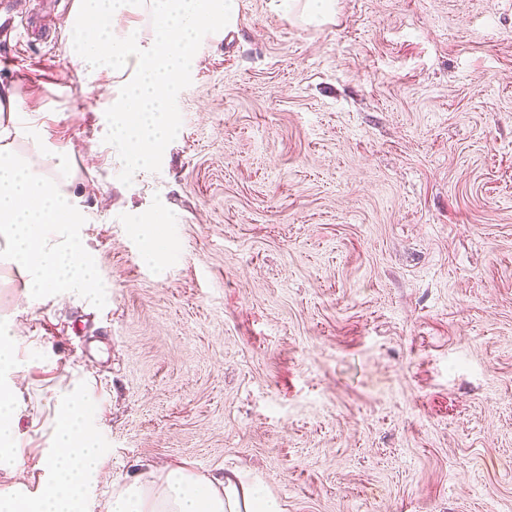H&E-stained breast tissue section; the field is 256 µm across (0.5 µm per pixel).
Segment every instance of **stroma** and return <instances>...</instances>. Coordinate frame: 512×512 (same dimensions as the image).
I'll return each instance as SVG.
<instances>
[{
  "instance_id": "obj_1",
  "label": "stroma",
  "mask_w": 512,
  "mask_h": 512,
  "mask_svg": "<svg viewBox=\"0 0 512 512\" xmlns=\"http://www.w3.org/2000/svg\"><path fill=\"white\" fill-rule=\"evenodd\" d=\"M177 98L159 172L118 179L68 32L0 83L70 153L99 288L29 305L27 450L89 382L93 512L144 471L259 478L284 512H512V0H336L314 27L240 0ZM157 212L175 262L130 219Z\"/></svg>"
}]
</instances>
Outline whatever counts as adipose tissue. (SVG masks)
<instances>
[{"instance_id": "1", "label": "adipose tissue", "mask_w": 512, "mask_h": 512, "mask_svg": "<svg viewBox=\"0 0 512 512\" xmlns=\"http://www.w3.org/2000/svg\"><path fill=\"white\" fill-rule=\"evenodd\" d=\"M76 167L66 152L45 146L32 115L11 86L0 85V265L21 278L31 302L70 290L95 294L93 259L83 233L85 217L73 190ZM148 258L175 260L173 236L156 214L134 217ZM41 358L18 352L13 319H0V471L14 481L0 485V512H92L91 495L105 462L92 434L93 409L82 384L57 389L54 415L47 422L49 446L37 464L44 489L33 494L18 475L29 464L19 430L23 411L16 383L24 364ZM107 512H283L260 480L239 472L221 475L178 464L143 473L112 491Z\"/></svg>"}]
</instances>
